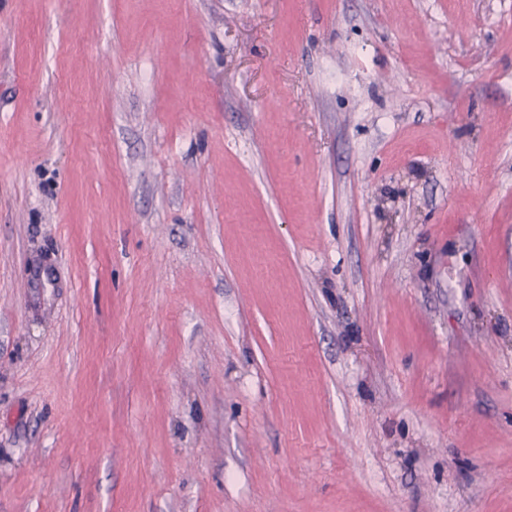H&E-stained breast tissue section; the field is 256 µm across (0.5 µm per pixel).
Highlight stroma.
<instances>
[{
  "instance_id": "obj_1",
  "label": "stroma",
  "mask_w": 512,
  "mask_h": 512,
  "mask_svg": "<svg viewBox=\"0 0 512 512\" xmlns=\"http://www.w3.org/2000/svg\"><path fill=\"white\" fill-rule=\"evenodd\" d=\"M0 512H512V0H0Z\"/></svg>"
}]
</instances>
